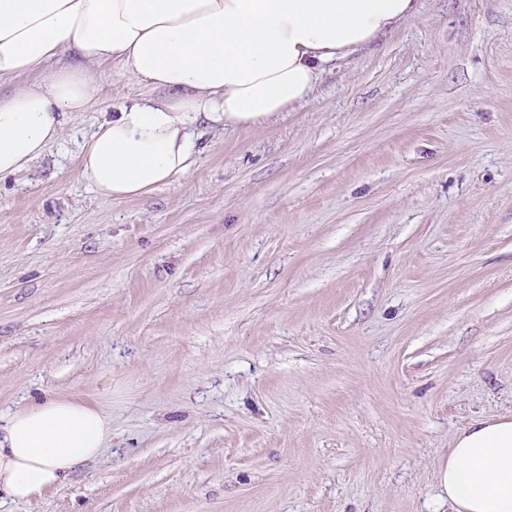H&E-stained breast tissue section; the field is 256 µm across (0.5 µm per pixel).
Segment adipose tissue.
Masks as SVG:
<instances>
[{
	"label": "adipose tissue",
	"mask_w": 512,
	"mask_h": 512,
	"mask_svg": "<svg viewBox=\"0 0 512 512\" xmlns=\"http://www.w3.org/2000/svg\"><path fill=\"white\" fill-rule=\"evenodd\" d=\"M419 0H0V178L17 175L98 101L93 67L109 64L148 96L125 103L86 139L82 177L123 201L195 164L194 127L253 128L306 103L327 66L378 45ZM74 62L58 64L62 53ZM112 440L98 408L49 398L0 420V502L66 484ZM448 512H512V418L475 420L448 450Z\"/></svg>",
	"instance_id": "adipose-tissue-1"
}]
</instances>
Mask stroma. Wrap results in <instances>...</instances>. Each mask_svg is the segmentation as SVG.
<instances>
[{
  "instance_id": "1",
  "label": "stroma",
  "mask_w": 512,
  "mask_h": 512,
  "mask_svg": "<svg viewBox=\"0 0 512 512\" xmlns=\"http://www.w3.org/2000/svg\"><path fill=\"white\" fill-rule=\"evenodd\" d=\"M105 96L0 179V417L96 405L112 442L0 512H447L455 437L512 418V0H420L175 183L113 202Z\"/></svg>"
}]
</instances>
